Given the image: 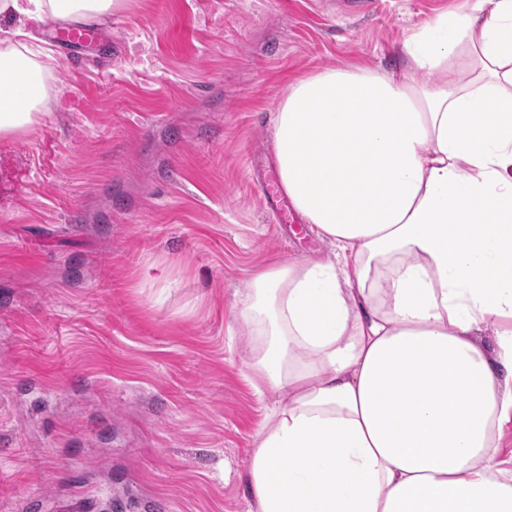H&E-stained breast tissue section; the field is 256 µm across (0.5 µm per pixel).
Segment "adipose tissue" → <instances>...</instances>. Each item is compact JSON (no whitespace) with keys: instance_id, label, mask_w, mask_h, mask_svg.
<instances>
[{"instance_id":"obj_1","label":"adipose tissue","mask_w":512,"mask_h":512,"mask_svg":"<svg viewBox=\"0 0 512 512\" xmlns=\"http://www.w3.org/2000/svg\"><path fill=\"white\" fill-rule=\"evenodd\" d=\"M130 0H0V137L49 114L30 30ZM405 65L329 69L273 117L281 183L335 258L258 272L240 311L272 391L257 512H512V0H473Z\"/></svg>"}]
</instances>
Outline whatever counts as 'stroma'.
I'll use <instances>...</instances> for the list:
<instances>
[{
	"label": "stroma",
	"instance_id": "1",
	"mask_svg": "<svg viewBox=\"0 0 512 512\" xmlns=\"http://www.w3.org/2000/svg\"><path fill=\"white\" fill-rule=\"evenodd\" d=\"M465 0H132L56 58L51 113L0 140V512H256L268 396L238 309L332 257L258 190L299 78L403 64Z\"/></svg>",
	"mask_w": 512,
	"mask_h": 512
}]
</instances>
